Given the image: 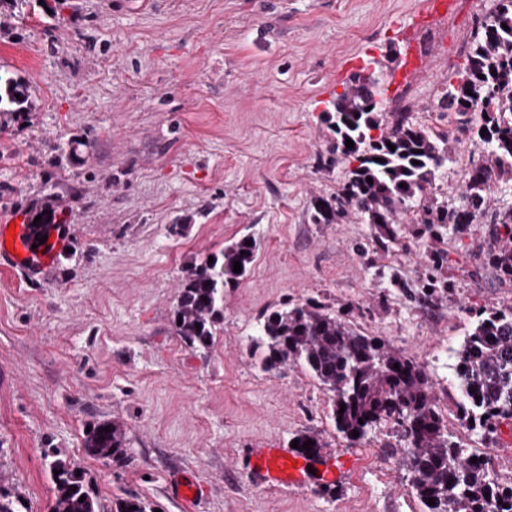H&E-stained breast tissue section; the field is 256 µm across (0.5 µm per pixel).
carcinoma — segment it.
<instances>
[{"label": "carcinoma", "mask_w": 512, "mask_h": 512, "mask_svg": "<svg viewBox=\"0 0 512 512\" xmlns=\"http://www.w3.org/2000/svg\"><path fill=\"white\" fill-rule=\"evenodd\" d=\"M494 2V9L474 28L456 81L448 83L438 103L457 116L469 140L486 148L456 203L440 199L437 187L440 169L456 152V140L413 124L406 108H395L391 126L383 125L387 98L384 79L378 77L381 62H374L367 76L352 75L323 111L335 134L329 161L349 168L335 196L317 198L311 223L354 218L369 225L378 248L388 252L399 241L403 216L416 211V223L424 225L430 238L425 271L416 280L404 278L397 269L388 274L391 286L411 304L434 307L448 299L452 282L441 273L446 262L441 243L450 234L463 235L471 224L487 225L484 259L512 282V207H493L495 189L512 184V0ZM31 104L25 79L0 75L1 120L27 111ZM348 139L354 147H346ZM255 250L256 241L245 235L213 255V262L185 267L173 323L186 345L210 346L212 328L223 318L224 287L244 277ZM235 261L241 264L239 273L233 271ZM251 342L261 350L257 364L262 371L297 365L317 380L329 393L336 431L349 444L361 442L383 423H393L401 436V447L393 454L399 455L411 489L428 512H512V485L493 478L488 462H470L479 454L454 440L430 377L414 360L391 352L380 339L362 333L313 298L264 313ZM454 358L460 424L493 432L511 423L512 308L475 312ZM84 447L99 459L118 462L127 455L125 429L114 421L98 423L87 432ZM49 468L58 472L52 477V512H101L84 487V472L70 459L54 453ZM430 498L435 504H428ZM116 512L153 510L149 502L127 497L117 503Z\"/></svg>", "instance_id": "cac0c4a2"}]
</instances>
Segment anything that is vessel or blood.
<instances>
[{
	"instance_id": "obj_1",
	"label": "vessel or blood",
	"mask_w": 512,
	"mask_h": 512,
	"mask_svg": "<svg viewBox=\"0 0 512 512\" xmlns=\"http://www.w3.org/2000/svg\"><path fill=\"white\" fill-rule=\"evenodd\" d=\"M72 231L69 225H62L54 232L52 242L41 249H31L28 244V228L18 225L10 229L8 224L0 225V270L27 276L45 269L52 259L69 244ZM309 468L307 457H300L298 464H291L290 454L281 448L256 449L251 458V469L268 487L283 489L300 483Z\"/></svg>"
}]
</instances>
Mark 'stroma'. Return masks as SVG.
<instances>
[{
    "instance_id": "obj_1",
    "label": "stroma",
    "mask_w": 512,
    "mask_h": 512,
    "mask_svg": "<svg viewBox=\"0 0 512 512\" xmlns=\"http://www.w3.org/2000/svg\"><path fill=\"white\" fill-rule=\"evenodd\" d=\"M453 2L425 18L419 0H0V71L33 98L0 125V216L26 222L50 205L73 228L43 274L0 271V491L16 512H51V449L83 468L103 512L130 495L156 512H427L406 470L383 465L393 424L349 444L304 368L257 367L258 319L310 297L422 364L450 431L512 478V429L451 417L466 327L476 310L512 307V283L483 264L485 225L446 237L454 291L429 309L377 275L418 277L423 225H403L384 253L369 225L309 221L347 177L328 162L321 115L370 61L386 62L387 95L414 123L455 131L436 105L493 0ZM483 151L461 142L438 180L449 199ZM246 234L250 270L225 287L209 348L191 349L173 325L181 270ZM107 421L126 428L118 462L84 448L87 427ZM302 434L336 467L331 493L314 474L275 491L250 471L254 449ZM179 473L201 485L198 501L173 495Z\"/></svg>"
}]
</instances>
